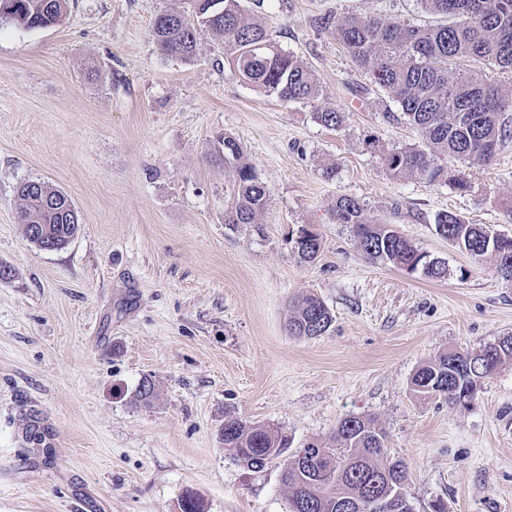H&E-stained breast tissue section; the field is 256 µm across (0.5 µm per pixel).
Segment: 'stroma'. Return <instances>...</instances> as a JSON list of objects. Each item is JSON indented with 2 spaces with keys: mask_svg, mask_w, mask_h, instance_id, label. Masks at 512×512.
Returning <instances> with one entry per match:
<instances>
[{
  "mask_svg": "<svg viewBox=\"0 0 512 512\" xmlns=\"http://www.w3.org/2000/svg\"><path fill=\"white\" fill-rule=\"evenodd\" d=\"M314 73L315 98L284 103L242 81L203 35L185 61L161 54L157 14L191 0H70L63 24L0 25V512H288L278 464L234 459L224 414L335 446L363 416L409 471L415 512H512V364L468 409L411 390L435 355L512 335V281L435 230L444 212L512 236V146L492 163L447 159L471 189L390 176L365 136L417 144L400 107L350 59L324 17L438 24L419 0H240ZM332 107L341 128L319 124ZM235 137L269 191L256 223L228 224ZM70 196L79 228L47 251L17 222V187ZM448 266L429 280L366 258L337 199ZM316 231L315 262L291 233ZM313 294L334 322L286 330ZM150 379L155 397L136 400ZM298 231L299 233L303 232L306 238H300L295 241L291 238L290 242L293 241V253L300 263H311L315 261L321 250L320 237L315 232L304 227ZM299 233L297 232V237H299Z\"/></svg>",
  "mask_w": 512,
  "mask_h": 512,
  "instance_id": "1",
  "label": "stroma"
}]
</instances>
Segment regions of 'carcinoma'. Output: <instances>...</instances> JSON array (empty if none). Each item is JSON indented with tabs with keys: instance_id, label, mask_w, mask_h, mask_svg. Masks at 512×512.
<instances>
[{
	"instance_id": "obj_1",
	"label": "carcinoma",
	"mask_w": 512,
	"mask_h": 512,
	"mask_svg": "<svg viewBox=\"0 0 512 512\" xmlns=\"http://www.w3.org/2000/svg\"><path fill=\"white\" fill-rule=\"evenodd\" d=\"M69 0H0V23L26 28L58 24L68 13ZM422 8L445 19L436 26L421 27L387 18L345 16L328 22L336 38L356 66L400 106L404 120L417 131L420 142L382 154L386 171L394 177L415 176L430 183L448 181L459 192L470 189L462 176L448 177L444 159H477L490 163L496 153L512 144V96L488 78V70L512 73V0H419ZM153 37L162 54L185 61L196 55L204 34L224 39V59L245 82L283 102L308 100L316 95L314 75L297 57L281 49L265 28L247 18L238 0H193V18L173 9L158 14ZM322 126L337 130L342 113L324 108L314 113ZM224 163L232 166L234 202L225 212L226 224H253L268 200V190L247 162L238 141L224 137ZM18 215L28 239L48 241L64 248L78 229L71 199L38 180L18 187ZM338 224L353 226L362 252L373 261L399 267L411 274L441 280L445 265L426 263L421 251L389 224L369 219L364 206L353 197L336 201ZM437 233L472 257L491 255L498 274L512 280V237L494 236L482 224H470L459 216L439 215ZM303 237L293 241V253L301 263L315 261L321 240L301 228ZM333 317L325 303L308 295L294 306L287 326L290 335L312 338L325 333ZM512 362V336L478 352H442L413 375L411 388L421 397L436 393L449 404L462 407L476 398L484 379ZM231 423L224 428V447L238 461L262 469L276 460L288 487L289 504L299 512H338L336 497L374 494L386 502L383 512L396 508L393 486L405 490L407 472L399 460L388 458L386 436L374 421L348 416L336 426L334 448L315 442L305 445L306 455L288 453L291 438L278 430L249 423L234 412L225 413Z\"/></svg>"
}]
</instances>
